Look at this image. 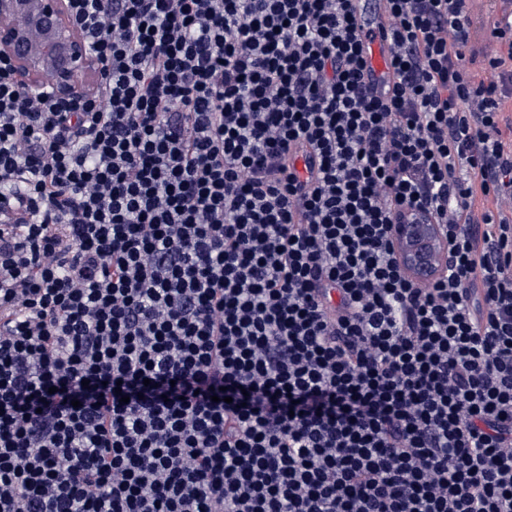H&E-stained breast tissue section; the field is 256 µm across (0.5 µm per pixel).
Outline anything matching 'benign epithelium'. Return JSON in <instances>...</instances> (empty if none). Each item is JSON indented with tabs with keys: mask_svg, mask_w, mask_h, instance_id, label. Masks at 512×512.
Returning <instances> with one entry per match:
<instances>
[{
	"mask_svg": "<svg viewBox=\"0 0 512 512\" xmlns=\"http://www.w3.org/2000/svg\"><path fill=\"white\" fill-rule=\"evenodd\" d=\"M0 55L16 80L43 97L94 87L96 60L69 20L66 0H0ZM392 239L405 273L421 284L445 269L448 246L439 224H395Z\"/></svg>",
	"mask_w": 512,
	"mask_h": 512,
	"instance_id": "benign-epithelium-1",
	"label": "benign epithelium"
}]
</instances>
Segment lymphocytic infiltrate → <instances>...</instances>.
Segmentation results:
<instances>
[{"mask_svg":"<svg viewBox=\"0 0 512 512\" xmlns=\"http://www.w3.org/2000/svg\"><path fill=\"white\" fill-rule=\"evenodd\" d=\"M352 2L68 0L67 98L0 56V512H512V0H386L385 88ZM392 239L405 273L421 284L445 269L448 246L441 224H396Z\"/></svg>","mask_w":512,"mask_h":512,"instance_id":"f902f5d3","label":"lymphocytic infiltrate"}]
</instances>
